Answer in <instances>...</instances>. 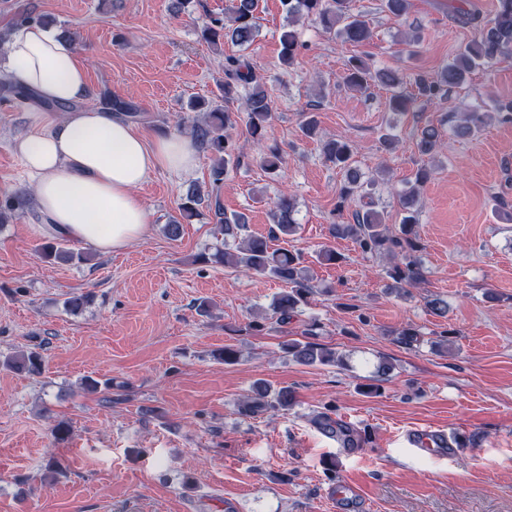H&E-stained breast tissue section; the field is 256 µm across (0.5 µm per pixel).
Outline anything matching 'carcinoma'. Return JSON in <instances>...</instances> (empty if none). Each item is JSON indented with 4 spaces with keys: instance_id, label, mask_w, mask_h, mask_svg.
<instances>
[{
    "instance_id": "cac0c4a2",
    "label": "carcinoma",
    "mask_w": 512,
    "mask_h": 512,
    "mask_svg": "<svg viewBox=\"0 0 512 512\" xmlns=\"http://www.w3.org/2000/svg\"><path fill=\"white\" fill-rule=\"evenodd\" d=\"M288 20L295 22L306 17L318 24L323 32L335 34L345 41L362 46L372 37L368 22L353 12L351 0H281ZM258 0H232L224 16L206 18L201 28L203 40L215 44L219 40H229L244 46L251 43L259 31L257 16ZM448 11L457 21L472 29V39L451 60L434 74L404 73L394 68L371 69L367 58L353 55L348 60L343 74L344 83L356 90H365L377 83L390 91L388 106L391 112L404 115L415 109L420 101L444 102L450 93L463 85L466 77L479 69H489L503 56L512 55V0H496L492 18L484 20L480 15L449 0ZM281 64L289 67L301 55L304 44L295 30L289 29L281 35ZM412 92H407V87ZM224 107H215L208 113V120L193 128L197 141L215 157L212 170L213 187L208 199L214 200L210 207L217 232L224 239H237L246 230L243 215H227L220 204L218 191L229 168L241 163V155L235 152L226 130L243 120L252 138L261 143L265 133L276 120L271 102L266 92L257 84V77L247 61L236 56L224 58ZM245 98V115L230 108V104ZM103 104L111 112H117L126 120L137 122L143 118L141 107L130 99L106 94ZM488 117L486 112H466L458 123L449 127L455 135L470 137L478 133ZM300 130L306 138L319 135L318 121L313 112L302 114ZM417 147L420 154L433 156L440 150L441 129L432 124L418 128ZM325 157L345 171L346 180L337 191L336 224L332 227L333 236L352 239L364 253L389 254L393 257H406L420 248L419 209L417 187L430 178V170L422 166L415 172V182L398 194L401 220L398 231L390 232L385 225L384 213L369 209L361 211L350 208L354 197L362 189L358 176L352 168L354 145L343 138H332L323 142ZM262 166L275 172L282 165V151L276 145H268L260 157ZM275 224L274 236H290L297 229L294 220L292 199L282 195L273 203L271 213ZM42 257L48 261L82 262L86 257L65 246V239L55 237L41 247ZM213 258L226 264H234L245 271L262 278L278 280L286 285L272 305L278 321L288 322L297 308L307 301L313 292L312 278L303 266L304 258L285 247L274 248L265 237L250 236L242 240L236 252L217 251ZM387 274L397 287L415 285L422 278L418 264L410 259L396 262L387 269ZM288 355L306 364L341 365L343 359L336 352L317 343H300L291 340L284 344ZM0 365L29 375H38L43 369V358L37 351L18 352L5 357ZM293 403V394L286 388L270 390L266 385L255 384L250 394L240 404V412L247 417L258 416L271 411L286 410Z\"/></svg>"
}]
</instances>
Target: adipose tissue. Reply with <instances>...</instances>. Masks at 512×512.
<instances>
[{
    "label": "adipose tissue",
    "mask_w": 512,
    "mask_h": 512,
    "mask_svg": "<svg viewBox=\"0 0 512 512\" xmlns=\"http://www.w3.org/2000/svg\"><path fill=\"white\" fill-rule=\"evenodd\" d=\"M0 76L72 106L61 115L32 112L30 130L15 140L35 185L42 230L101 255L144 237L149 212L138 187L160 169H194V144L177 134L146 140L120 117L89 107L85 64L74 45L50 28H23L6 48Z\"/></svg>",
    "instance_id": "adipose-tissue-1"
}]
</instances>
